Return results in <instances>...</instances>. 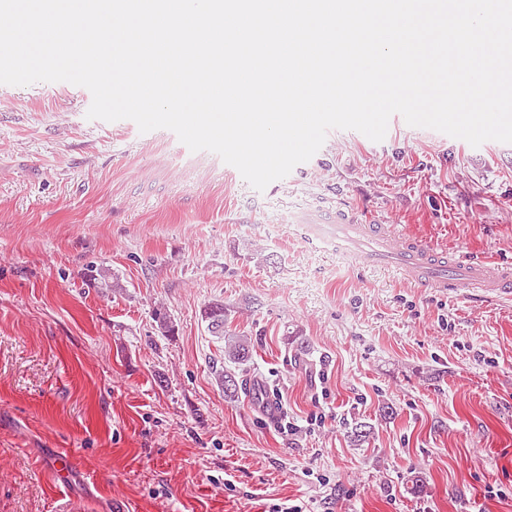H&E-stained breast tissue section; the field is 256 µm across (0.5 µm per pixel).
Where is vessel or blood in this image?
I'll use <instances>...</instances> for the list:
<instances>
[{
  "label": "vessel or blood",
  "instance_id": "b4317fda",
  "mask_svg": "<svg viewBox=\"0 0 512 512\" xmlns=\"http://www.w3.org/2000/svg\"><path fill=\"white\" fill-rule=\"evenodd\" d=\"M297 221L321 242L335 245L352 269L392 270L404 283L484 301L512 299V263L491 261L463 250L448 251L355 208H307Z\"/></svg>",
  "mask_w": 512,
  "mask_h": 512
}]
</instances>
